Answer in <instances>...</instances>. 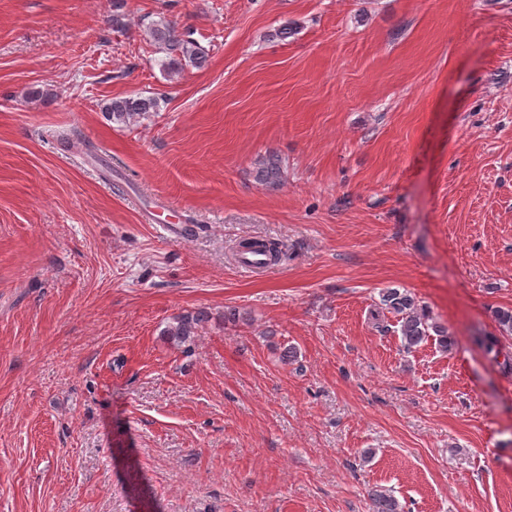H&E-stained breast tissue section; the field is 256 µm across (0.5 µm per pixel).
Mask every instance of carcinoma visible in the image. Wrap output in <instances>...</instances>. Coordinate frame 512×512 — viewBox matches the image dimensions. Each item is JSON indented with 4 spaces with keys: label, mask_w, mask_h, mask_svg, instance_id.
Wrapping results in <instances>:
<instances>
[{
    "label": "carcinoma",
    "mask_w": 512,
    "mask_h": 512,
    "mask_svg": "<svg viewBox=\"0 0 512 512\" xmlns=\"http://www.w3.org/2000/svg\"><path fill=\"white\" fill-rule=\"evenodd\" d=\"M150 36L163 45L169 54V69L172 71H179L185 63L200 66L206 61V52L197 42L183 38L173 27L165 23L155 24L150 30ZM157 110V98L138 96L114 99L105 106L104 112L114 121L127 123ZM282 174L281 159L274 153L269 154L263 162L261 182L267 187L275 188L280 185ZM385 312L398 317L401 338L407 350L432 336L436 337L440 347L444 349L450 348L453 344L448 331L432 322L429 312L417 304L414 297L405 290L386 288L380 291L375 316L378 317ZM203 321L204 316L200 313L178 316L163 331V335L176 345L184 344L195 335ZM370 500L372 512H404L399 501L384 489L372 490Z\"/></svg>",
    "instance_id": "carcinoma-1"
}]
</instances>
